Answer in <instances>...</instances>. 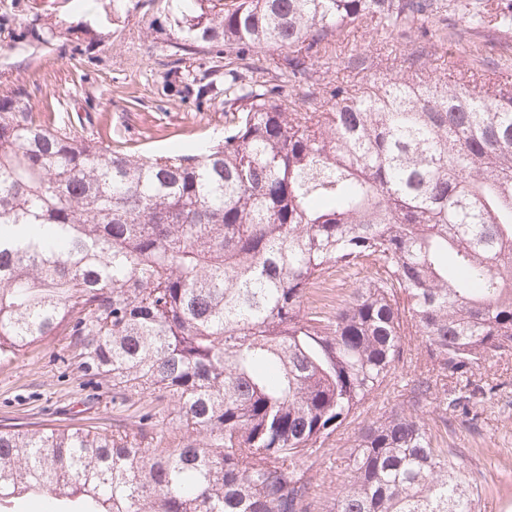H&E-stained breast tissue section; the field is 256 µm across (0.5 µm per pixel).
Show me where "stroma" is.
Listing matches in <instances>:
<instances>
[{
	"mask_svg": "<svg viewBox=\"0 0 512 512\" xmlns=\"http://www.w3.org/2000/svg\"><path fill=\"white\" fill-rule=\"evenodd\" d=\"M176 9L175 0H154L149 10L116 20L111 0H0V95L18 93L35 114L58 122L81 115L88 134L132 152L189 153L220 140L223 99L197 108L164 78L171 52L167 16ZM33 22L54 30L51 43L27 36ZM403 47L399 35L379 39L364 23L346 42L347 52L383 60ZM429 66L447 67L452 77L468 71L512 81V32L488 27L449 39ZM65 344L60 336L0 364V429L109 427L138 411L141 400L114 406L110 387L89 384L64 363ZM403 358L383 395L326 440L332 455L349 454L363 422L405 401L415 366L425 363L416 337L405 336ZM481 375L498 388L476 406L475 418L440 417L433 402L424 417L439 445L469 472L475 512H512V358L487 362Z\"/></svg>",
	"mask_w": 512,
	"mask_h": 512,
	"instance_id": "stroma-1",
	"label": "stroma"
}]
</instances>
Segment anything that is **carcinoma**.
Instances as JSON below:
<instances>
[{"label":"carcinoma","mask_w":512,"mask_h":512,"mask_svg":"<svg viewBox=\"0 0 512 512\" xmlns=\"http://www.w3.org/2000/svg\"><path fill=\"white\" fill-rule=\"evenodd\" d=\"M148 0H112V15ZM171 44L225 60L185 82L224 92V140L142 155L0 96V362L68 337L112 400L156 403L118 425L0 430V512H310L326 439L379 397L409 323L431 368L407 404L364 423L335 512H474L463 466L417 407L434 378L462 414L512 354V85L428 70L421 45L369 80L320 84L351 27L461 34L512 26L505 0H179ZM283 52L254 77L261 50ZM304 90L282 96L283 86ZM375 269L332 311L305 305L333 269Z\"/></svg>","instance_id":"obj_1"}]
</instances>
